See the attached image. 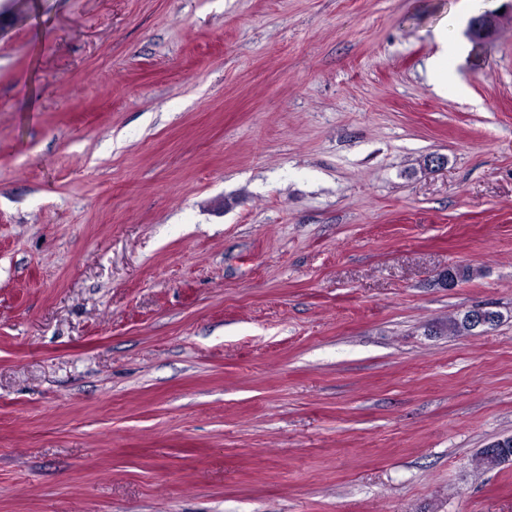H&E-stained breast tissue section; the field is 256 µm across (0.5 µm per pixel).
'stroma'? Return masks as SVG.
Here are the masks:
<instances>
[{"instance_id":"35a3bbf8","label":"stroma","mask_w":512,"mask_h":512,"mask_svg":"<svg viewBox=\"0 0 512 512\" xmlns=\"http://www.w3.org/2000/svg\"><path fill=\"white\" fill-rule=\"evenodd\" d=\"M509 436L502 0H0V512H512ZM497 17L492 12L482 14L471 20L469 33L475 44L482 42L489 37L495 30Z\"/></svg>"}]
</instances>
